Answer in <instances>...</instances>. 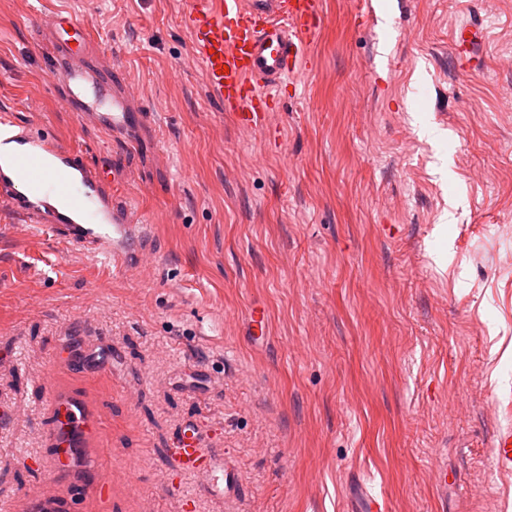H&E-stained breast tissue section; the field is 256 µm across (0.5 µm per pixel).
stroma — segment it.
Masks as SVG:
<instances>
[{"instance_id":"obj_1","label":"stroma","mask_w":512,"mask_h":512,"mask_svg":"<svg viewBox=\"0 0 512 512\" xmlns=\"http://www.w3.org/2000/svg\"><path fill=\"white\" fill-rule=\"evenodd\" d=\"M319 2L268 132L207 92L182 0H0V112L103 169L153 244L120 272L0 201V512H348L357 482L386 512H512V0ZM60 11L142 99L134 139L62 105ZM67 402L104 415L72 455ZM191 419L224 502L171 458ZM484 33V25L482 22L479 24L474 23L472 19H468L463 24L458 26L452 34V41L454 49L458 56L463 59L467 58L470 48ZM490 449L493 466L497 472L512 476V426L498 431Z\"/></svg>"}]
</instances>
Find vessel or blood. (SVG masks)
<instances>
[{"label": "vessel or blood", "mask_w": 512, "mask_h": 512, "mask_svg": "<svg viewBox=\"0 0 512 512\" xmlns=\"http://www.w3.org/2000/svg\"><path fill=\"white\" fill-rule=\"evenodd\" d=\"M184 17L206 89L241 126L254 130L278 111L282 85L300 68L323 25L318 0H184ZM483 32V24L470 20L458 26L452 34L458 56L466 57ZM70 56L61 48L49 70L79 120L125 137L134 134L144 115L123 83L111 82L110 109L101 111L99 101L88 103L83 96L100 77L71 63ZM0 124L12 126L19 147L8 163H0V199L24 219L50 225L68 243L130 271L151 247L146 227L113 202L99 170L55 139L12 124L9 116L0 117ZM172 453L182 470L201 478L206 497L220 501L229 493L224 451L202 445L197 422L185 423ZM491 457L497 472L512 476V426L498 431Z\"/></svg>", "instance_id": "vessel-or-blood-1"}]
</instances>
